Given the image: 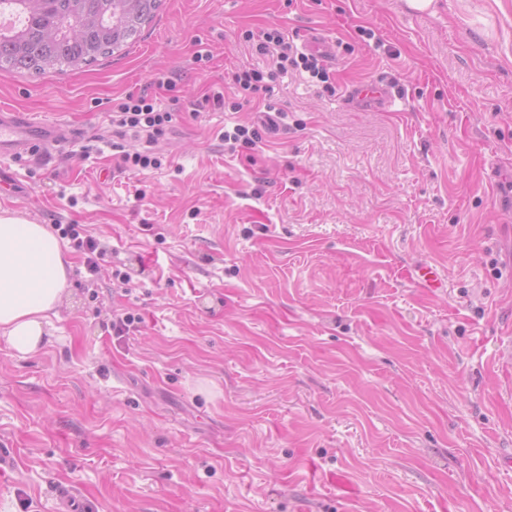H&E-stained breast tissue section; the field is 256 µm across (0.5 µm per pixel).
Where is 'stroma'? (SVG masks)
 I'll use <instances>...</instances> for the list:
<instances>
[{
  "instance_id": "stroma-1",
  "label": "stroma",
  "mask_w": 512,
  "mask_h": 512,
  "mask_svg": "<svg viewBox=\"0 0 512 512\" xmlns=\"http://www.w3.org/2000/svg\"><path fill=\"white\" fill-rule=\"evenodd\" d=\"M267 27L328 39L336 91L289 73L287 127L231 151L253 112L188 104L272 69ZM160 71L162 166L117 169L112 110ZM2 105L82 134L0 160V210L105 254L61 240L46 345L0 342V512H512V0H164L90 67L0 69Z\"/></svg>"
}]
</instances>
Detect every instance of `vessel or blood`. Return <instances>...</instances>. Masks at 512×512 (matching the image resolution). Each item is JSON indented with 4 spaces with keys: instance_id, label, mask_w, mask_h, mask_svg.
<instances>
[{
    "instance_id": "vessel-or-blood-1",
    "label": "vessel or blood",
    "mask_w": 512,
    "mask_h": 512,
    "mask_svg": "<svg viewBox=\"0 0 512 512\" xmlns=\"http://www.w3.org/2000/svg\"><path fill=\"white\" fill-rule=\"evenodd\" d=\"M73 137L70 126L61 123H37L22 113L0 111V157L18 158L34 148L51 150Z\"/></svg>"
}]
</instances>
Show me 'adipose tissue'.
<instances>
[{
  "label": "adipose tissue",
  "instance_id": "adipose-tissue-1",
  "mask_svg": "<svg viewBox=\"0 0 512 512\" xmlns=\"http://www.w3.org/2000/svg\"><path fill=\"white\" fill-rule=\"evenodd\" d=\"M66 282L55 235L21 214L0 211V339L10 349L39 350Z\"/></svg>",
  "mask_w": 512,
  "mask_h": 512
}]
</instances>
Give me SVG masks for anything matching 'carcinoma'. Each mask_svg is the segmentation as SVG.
Returning <instances> with one entry per match:
<instances>
[{"label": "carcinoma", "instance_id": "cac0c4a2", "mask_svg": "<svg viewBox=\"0 0 512 512\" xmlns=\"http://www.w3.org/2000/svg\"><path fill=\"white\" fill-rule=\"evenodd\" d=\"M162 0H0V69L40 75L91 66L135 40Z\"/></svg>", "mask_w": 512, "mask_h": 512}]
</instances>
